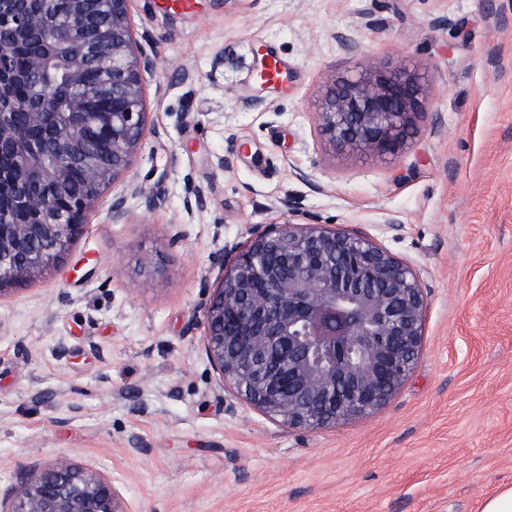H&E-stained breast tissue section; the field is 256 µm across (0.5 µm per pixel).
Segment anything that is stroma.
<instances>
[{"label": "stroma", "mask_w": 512, "mask_h": 512, "mask_svg": "<svg viewBox=\"0 0 512 512\" xmlns=\"http://www.w3.org/2000/svg\"><path fill=\"white\" fill-rule=\"evenodd\" d=\"M130 24L159 60L144 191L106 190L58 269L0 295V498L64 456L125 512H483L512 486V0H132ZM263 52L284 87L262 88ZM371 57L431 76L392 161L319 135L325 77ZM285 198L410 266L427 299L397 394L318 430L262 414L204 345L213 255Z\"/></svg>", "instance_id": "obj_1"}]
</instances>
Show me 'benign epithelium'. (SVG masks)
<instances>
[{
  "label": "benign epithelium",
  "instance_id": "7a95c632",
  "mask_svg": "<svg viewBox=\"0 0 512 512\" xmlns=\"http://www.w3.org/2000/svg\"><path fill=\"white\" fill-rule=\"evenodd\" d=\"M131 0H0V295L55 268L101 194L129 176L151 123ZM37 42L27 65L8 46ZM108 74L92 82V70ZM62 72L67 92L51 76ZM427 73L371 60L323 82L325 147L389 157L411 145L427 113ZM18 85L29 87L24 99ZM92 100L112 104L88 112ZM23 111L24 120L16 119ZM104 128L93 139L90 127ZM82 171L78 187L72 171ZM427 302L413 270L374 242L336 231L288 200L238 251L203 307L205 349L223 383L263 414L314 430L369 414L402 387L423 345ZM0 512H125L113 484L65 457L24 478Z\"/></svg>",
  "mask_w": 512,
  "mask_h": 512
}]
</instances>
